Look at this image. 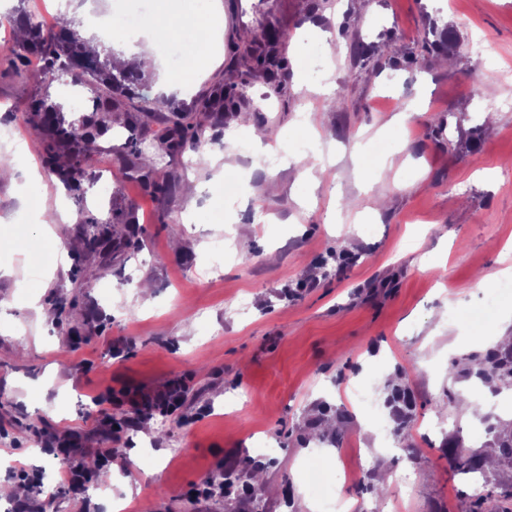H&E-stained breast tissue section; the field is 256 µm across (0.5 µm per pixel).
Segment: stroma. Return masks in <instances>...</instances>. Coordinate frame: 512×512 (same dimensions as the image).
Returning a JSON list of instances; mask_svg holds the SVG:
<instances>
[{"instance_id": "stroma-1", "label": "stroma", "mask_w": 512, "mask_h": 512, "mask_svg": "<svg viewBox=\"0 0 512 512\" xmlns=\"http://www.w3.org/2000/svg\"><path fill=\"white\" fill-rule=\"evenodd\" d=\"M222 0L219 39L206 68H193L190 91L168 108L189 107L232 76L231 43L276 26L290 76L273 92L254 74L246 123L224 119L216 140L169 155L162 125L108 124L85 157L79 191L42 166L39 136L27 123L35 98L61 106L67 120L93 118V105L67 93L63 76H30L0 47V121L17 125L33 156L0 153V480L15 467L40 473L13 512L52 494L53 512H251L242 488L230 498L198 497L218 466L233 467L257 442L279 446L260 462L264 512H321L323 496L363 499L371 512H459L475 496L448 465L445 434L484 453L488 434L464 395L482 396L459 378L456 360L492 346L495 329L512 333V0ZM461 42L491 34L482 60L448 51L408 62L430 27ZM303 34L301 50L290 37ZM391 40L400 67L362 65L354 43ZM325 66L311 75L313 57ZM494 86L482 98L469 78ZM332 83L339 98L317 92ZM412 108L402 125L393 118ZM263 122L266 136L255 132ZM141 141L158 176L174 178L169 197L148 193L125 164L129 138ZM248 150H240V142ZM291 160L262 163L266 146ZM279 190L264 193L267 176ZM39 190L63 211L50 245L22 193ZM336 214L327 223V211ZM113 222V247L87 258L78 248L81 212ZM139 244L125 247L127 215ZM169 223H159L160 215ZM231 255L209 274L217 239ZM487 288L474 287L476 275ZM75 298L93 330L73 342L58 319L57 297ZM408 385L416 421L404 444L413 456L376 469L388 439L383 384ZM187 396L169 415L113 431L110 414H130L124 395L150 399L172 382ZM370 400L358 402L356 389ZM345 411L341 447L313 446L308 421ZM446 419L448 433L433 428ZM69 436L76 459L95 469L93 452L115 449L111 484L77 496L61 482L47 434ZM385 494H376V486Z\"/></svg>"}]
</instances>
